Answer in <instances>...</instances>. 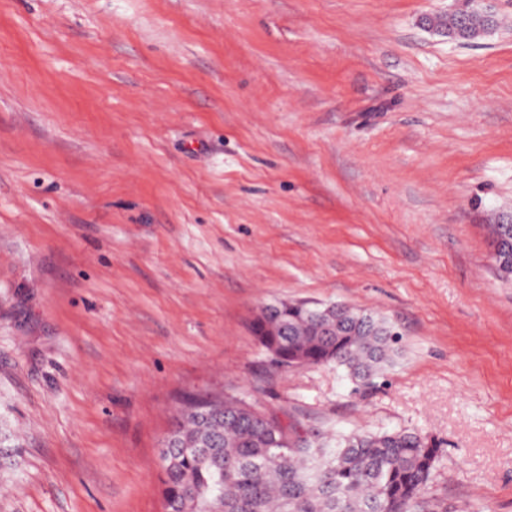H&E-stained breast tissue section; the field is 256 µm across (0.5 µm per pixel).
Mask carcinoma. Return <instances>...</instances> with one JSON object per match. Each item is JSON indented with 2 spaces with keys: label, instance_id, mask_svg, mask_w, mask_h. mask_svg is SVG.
Here are the masks:
<instances>
[{
  "label": "carcinoma",
  "instance_id": "cac0c4a2",
  "mask_svg": "<svg viewBox=\"0 0 512 512\" xmlns=\"http://www.w3.org/2000/svg\"><path fill=\"white\" fill-rule=\"evenodd\" d=\"M471 6L428 20L448 38L473 41L497 26ZM329 332L305 302L288 304L280 321L254 328L259 345L282 367L334 364L368 381L399 354V335L375 313L338 305ZM162 450L164 512H439L427 497L438 443L414 432L340 434L315 443L236 397L184 399L180 420Z\"/></svg>",
  "mask_w": 512,
  "mask_h": 512
}]
</instances>
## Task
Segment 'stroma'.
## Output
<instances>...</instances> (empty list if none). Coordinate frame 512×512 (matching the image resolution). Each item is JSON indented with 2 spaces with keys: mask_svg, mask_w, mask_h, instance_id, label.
Wrapping results in <instances>:
<instances>
[{
  "mask_svg": "<svg viewBox=\"0 0 512 512\" xmlns=\"http://www.w3.org/2000/svg\"><path fill=\"white\" fill-rule=\"evenodd\" d=\"M0 0V512H163L181 396L441 442L444 512H512V0ZM378 313L372 385L283 368L278 302ZM471 6L467 5L465 9L458 8L454 12L429 19L428 25L452 40L469 42L478 39L486 30L496 27L497 22L495 20L491 25H486L479 16L472 15L467 19L466 26L462 27L460 16L463 12H470Z\"/></svg>",
  "mask_w": 512,
  "mask_h": 512,
  "instance_id": "35a3bbf8",
  "label": "stroma"
}]
</instances>
